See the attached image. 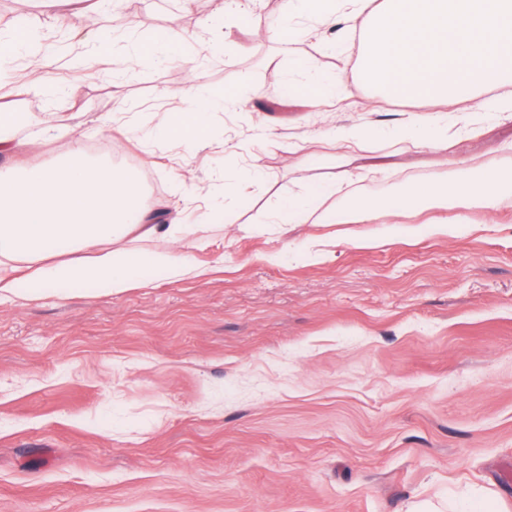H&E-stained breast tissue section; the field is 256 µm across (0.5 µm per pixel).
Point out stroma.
Returning a JSON list of instances; mask_svg holds the SVG:
<instances>
[{"mask_svg": "<svg viewBox=\"0 0 512 512\" xmlns=\"http://www.w3.org/2000/svg\"><path fill=\"white\" fill-rule=\"evenodd\" d=\"M282 0H142L133 28L153 64L76 70L57 60L51 93L12 87L27 112L16 139L51 168L82 121L83 149L201 232L142 240L209 267L92 296L74 289L0 303V512H512V200L441 233L433 224H277L280 202L357 174L383 195L397 174L445 177L448 161L512 165V119L426 100L372 105L362 39L269 40ZM14 14L46 42L84 49L41 0ZM195 35L194 65L154 51L153 30ZM345 71L347 97L312 105V71ZM295 88L285 98V85ZM223 96L204 147L157 143L177 88ZM133 109L111 129L115 99ZM411 114L435 116L441 157L391 139ZM382 136L338 156L334 132ZM300 150L289 154V142ZM222 176L241 193L215 211L195 185Z\"/></svg>", "mask_w": 512, "mask_h": 512, "instance_id": "obj_1", "label": "stroma"}]
</instances>
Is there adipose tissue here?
<instances>
[{"label": "adipose tissue", "instance_id": "obj_1", "mask_svg": "<svg viewBox=\"0 0 512 512\" xmlns=\"http://www.w3.org/2000/svg\"><path fill=\"white\" fill-rule=\"evenodd\" d=\"M315 31L339 37L359 32L365 40L363 69L391 97H411L459 107L462 118L493 109L512 112V0H287L275 39L291 33L297 14ZM0 69L12 60L30 62L32 86L47 91L55 58L41 35L25 30L6 41ZM179 121L160 118L156 137L190 144L210 136L209 111L220 100L184 94ZM400 140L447 154V130L420 116L400 128ZM391 195L343 191L329 184L307 197L283 201L278 224H396L406 215L435 212L440 231L464 223L476 211L493 213L512 198V169L450 162L441 181H401ZM167 210L145 209L141 189L125 172L86 161L81 141L57 167L37 163L21 176L0 174V301L20 296L67 297L74 284L107 294L128 288L139 270L153 264L171 278H198L205 268L170 254L150 255L125 246L128 236L176 239L194 232Z\"/></svg>", "mask_w": 512, "mask_h": 512}]
</instances>
